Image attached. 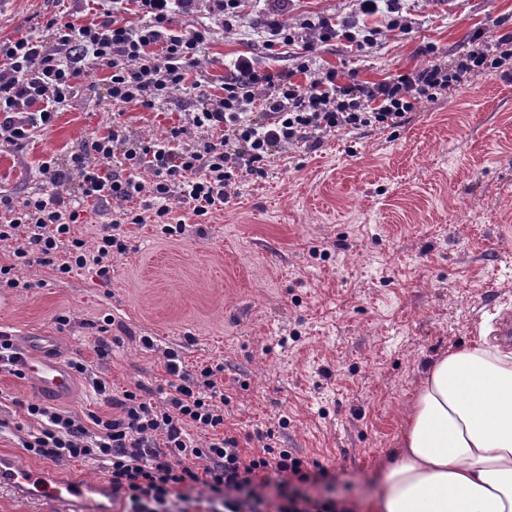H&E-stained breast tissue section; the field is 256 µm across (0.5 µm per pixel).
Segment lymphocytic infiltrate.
I'll return each instance as SVG.
<instances>
[{
    "label": "lymphocytic infiltrate",
    "mask_w": 512,
    "mask_h": 512,
    "mask_svg": "<svg viewBox=\"0 0 512 512\" xmlns=\"http://www.w3.org/2000/svg\"><path fill=\"white\" fill-rule=\"evenodd\" d=\"M203 3L222 26H233L240 16L241 0H112L100 21L54 15L37 33L0 40V142L10 146H25L48 130L96 69L107 73L111 102L152 110L180 90L195 103L187 123L163 137L113 125L85 142L67 166L42 161L38 173L48 191L18 206L0 198L6 214L0 242L15 244L12 264L0 265V288L21 287L16 270L34 265L59 278L90 266L108 282L113 257L129 250L124 225L150 222L169 234L181 232L173 215L177 203L206 223L235 196L239 174L265 177L274 151L316 149L327 133L402 127L420 103L512 61L511 34L491 43L478 29L469 36L470 50L453 66L432 59L368 82L351 71L315 73L306 65L259 71L242 56L215 93L202 70L206 33L173 27L175 15L195 13ZM193 130L198 137L191 143ZM144 170L150 179H141ZM72 187L80 200L117 208L94 244L71 233L77 218L70 207ZM133 200L139 208H130ZM164 367L169 379L160 406L134 390L110 395L99 376L92 385L111 413L82 418L42 402L25 403L38 428L22 440L24 451L53 463L102 465L122 512H191L195 504L203 512H357L347 497L311 494L327 472L291 451L266 445L243 454L224 432L220 368L207 365L189 375L174 351L166 353ZM195 430L204 442L192 439Z\"/></svg>",
    "instance_id": "obj_1"
}]
</instances>
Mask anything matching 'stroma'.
I'll list each match as a JSON object with an SVG mask.
<instances>
[{"mask_svg": "<svg viewBox=\"0 0 512 512\" xmlns=\"http://www.w3.org/2000/svg\"><path fill=\"white\" fill-rule=\"evenodd\" d=\"M63 9L92 21L103 7L0 0V38ZM267 12L291 27L321 14L362 18L358 0H293L284 11L245 0L233 28L204 11L174 24L208 29L202 66L217 86L241 55L260 69L301 64V45L264 49ZM402 14L396 30L373 17L381 33L362 49L318 45L313 63L378 81L426 64L425 46L452 64L474 29L492 40L512 31V0H404ZM105 78L93 71L26 147L0 145V196L18 204L45 192L35 171L46 155L67 161L113 122L158 136L193 109L181 93L155 110L112 103ZM173 210L185 224L176 236L125 225L131 248L113 260L109 283L89 268L61 281L46 267L24 270L27 287L0 288V329L59 333L70 359L106 377L113 393L142 384L157 405L166 351L190 373L222 365L224 430L243 453L268 444L317 462L358 512H375L426 365L482 338L497 344L486 332L489 304L512 305V67L420 104L396 130L341 131L315 152L282 150L264 178H241L238 195L204 226L188 206ZM108 316L124 333L102 357L93 334ZM33 397L27 379L0 369V452L23 463L31 423L21 404Z\"/></svg>", "mask_w": 512, "mask_h": 512, "instance_id": "35a3bbf8", "label": "stroma"}]
</instances>
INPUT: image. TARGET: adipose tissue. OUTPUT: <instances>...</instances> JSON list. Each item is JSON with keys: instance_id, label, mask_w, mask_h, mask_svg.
Listing matches in <instances>:
<instances>
[{"instance_id": "1", "label": "adipose tissue", "mask_w": 512, "mask_h": 512, "mask_svg": "<svg viewBox=\"0 0 512 512\" xmlns=\"http://www.w3.org/2000/svg\"><path fill=\"white\" fill-rule=\"evenodd\" d=\"M379 512H512V352L487 345L432 360Z\"/></svg>"}]
</instances>
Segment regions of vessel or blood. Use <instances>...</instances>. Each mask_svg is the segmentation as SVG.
Instances as JSON below:
<instances>
[{"mask_svg":"<svg viewBox=\"0 0 512 512\" xmlns=\"http://www.w3.org/2000/svg\"><path fill=\"white\" fill-rule=\"evenodd\" d=\"M23 370L34 392L46 399H63L74 388V375L59 337L37 333L21 337ZM0 492H13L34 504L49 503L58 512H112V488L102 481L62 479L53 468L17 462L0 453Z\"/></svg>","mask_w":512,"mask_h":512,"instance_id":"1","label":"vessel or blood"}]
</instances>
